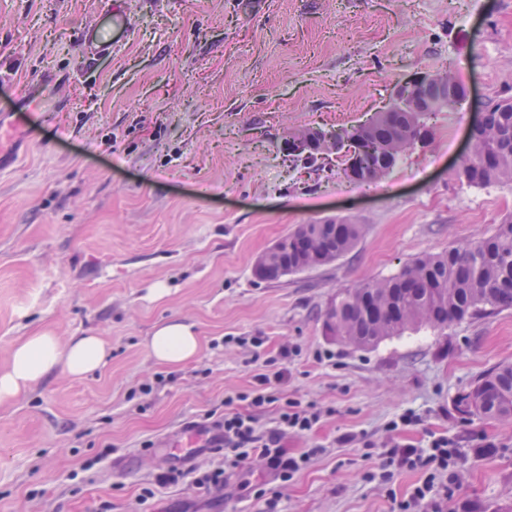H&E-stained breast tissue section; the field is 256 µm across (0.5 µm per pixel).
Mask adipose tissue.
Here are the masks:
<instances>
[{
    "mask_svg": "<svg viewBox=\"0 0 512 512\" xmlns=\"http://www.w3.org/2000/svg\"><path fill=\"white\" fill-rule=\"evenodd\" d=\"M148 349L159 363L181 365L195 358L199 338L192 325L171 320L156 328ZM108 356L105 342L93 335L76 336L65 344L47 332L28 337L13 349L8 367L0 370V404L11 401L54 368L81 378L105 365Z\"/></svg>",
    "mask_w": 512,
    "mask_h": 512,
    "instance_id": "ef3b65f1",
    "label": "adipose tissue"
}]
</instances>
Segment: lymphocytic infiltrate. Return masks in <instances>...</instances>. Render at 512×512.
Segmentation results:
<instances>
[{"label":"lymphocytic infiltrate","mask_w":512,"mask_h":512,"mask_svg":"<svg viewBox=\"0 0 512 512\" xmlns=\"http://www.w3.org/2000/svg\"><path fill=\"white\" fill-rule=\"evenodd\" d=\"M257 385L251 392L225 397L223 410H210L193 427L205 435V447L220 456L214 468L200 472L194 482L198 487L223 490L228 469L238 467L243 461L257 456L265 460L269 469L276 472L281 482H288L307 455H289L281 444L285 435H301L313 429L321 418L320 412L304 406L298 401L281 400L268 375L256 377ZM247 403L249 413L234 411L235 403ZM280 404V426L263 433L257 430L253 410L271 404ZM382 479H390L398 470H423L425 479L417 484L407 500L396 503V512H417L418 508H429L430 512H444L443 499L434 494L438 474L454 472L459 450L452 439L439 436L430 440L427 447L414 448L389 441L382 453Z\"/></svg>","instance_id":"f902f5d3"}]
</instances>
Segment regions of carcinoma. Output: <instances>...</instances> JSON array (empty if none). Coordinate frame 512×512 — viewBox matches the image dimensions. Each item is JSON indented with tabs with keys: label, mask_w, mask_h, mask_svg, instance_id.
Returning a JSON list of instances; mask_svg holds the SVG:
<instances>
[{
	"label": "carcinoma",
	"mask_w": 512,
	"mask_h": 512,
	"mask_svg": "<svg viewBox=\"0 0 512 512\" xmlns=\"http://www.w3.org/2000/svg\"><path fill=\"white\" fill-rule=\"evenodd\" d=\"M417 112H377L368 129H338L352 140L362 169L394 167L417 137ZM468 186L512 184V107L491 101L473 124L472 151L454 171ZM364 226L346 218L301 224L288 234V266L303 271L349 252ZM512 307V217L493 235L438 254L416 257L391 277L346 292L326 312L325 333L357 347H374L423 327L448 325ZM463 413L512 421V363L488 371L460 398Z\"/></svg>",
	"instance_id": "cac0c4a2"
}]
</instances>
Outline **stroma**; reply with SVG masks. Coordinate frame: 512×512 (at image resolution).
Instances as JSON below:
<instances>
[{"instance_id": "35a3bbf8", "label": "stroma", "mask_w": 512, "mask_h": 512, "mask_svg": "<svg viewBox=\"0 0 512 512\" xmlns=\"http://www.w3.org/2000/svg\"><path fill=\"white\" fill-rule=\"evenodd\" d=\"M121 2L131 28L101 52L81 32L110 0H0V115L16 158L0 170V368L44 331L110 349L94 373L57 368L0 404V512H262L259 487L279 494V512H392L424 474L382 482L383 443L423 448L432 435L461 450L457 484L437 480L447 512H512V422L456 410L512 362V308L367 349L323 329L347 290L512 216V184L452 177L481 102L512 96V0ZM442 67L466 100L436 113L428 146L374 191H348L336 156L305 166L288 155L290 133L356 125L397 83ZM336 217L365 227L351 252L257 278L276 241ZM170 319L200 338L174 367L147 348ZM241 336L264 344L252 351ZM277 371L282 397L322 412L283 441L311 454L288 484L250 458L220 492L188 477L156 485V445ZM406 413L418 424L391 431ZM347 433L354 442L341 443Z\"/></svg>"}]
</instances>
